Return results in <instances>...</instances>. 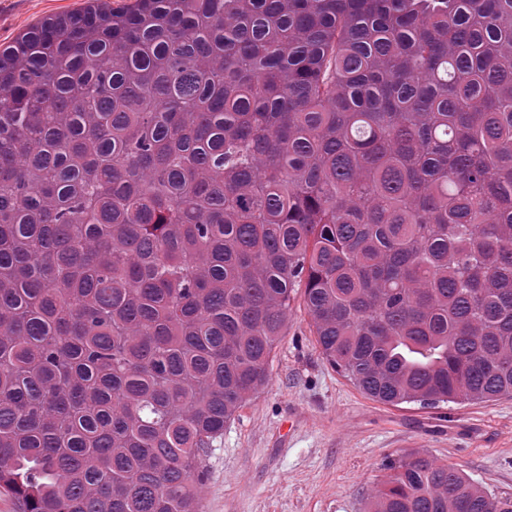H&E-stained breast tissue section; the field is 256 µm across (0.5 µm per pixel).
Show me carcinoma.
<instances>
[{
	"label": "carcinoma",
	"instance_id": "1",
	"mask_svg": "<svg viewBox=\"0 0 512 512\" xmlns=\"http://www.w3.org/2000/svg\"><path fill=\"white\" fill-rule=\"evenodd\" d=\"M298 288L367 398L512 396V0H134L0 49L19 512H199ZM386 470L368 512H512Z\"/></svg>",
	"mask_w": 512,
	"mask_h": 512
}]
</instances>
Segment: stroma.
<instances>
[{"instance_id":"35a3bbf8","label":"stroma","mask_w":512,"mask_h":512,"mask_svg":"<svg viewBox=\"0 0 512 512\" xmlns=\"http://www.w3.org/2000/svg\"><path fill=\"white\" fill-rule=\"evenodd\" d=\"M87 0H0V49ZM422 451L512 497V397L422 407L368 399L324 359L301 297L269 383L204 456L200 512H364L389 460Z\"/></svg>"}]
</instances>
